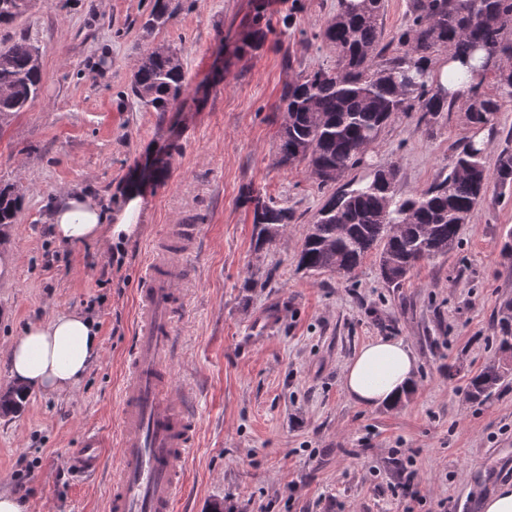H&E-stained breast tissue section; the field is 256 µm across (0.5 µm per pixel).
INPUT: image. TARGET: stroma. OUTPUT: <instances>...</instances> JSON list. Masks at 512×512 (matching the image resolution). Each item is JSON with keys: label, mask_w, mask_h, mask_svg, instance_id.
<instances>
[{"label": "stroma", "mask_w": 512, "mask_h": 512, "mask_svg": "<svg viewBox=\"0 0 512 512\" xmlns=\"http://www.w3.org/2000/svg\"><path fill=\"white\" fill-rule=\"evenodd\" d=\"M339 0H180L164 28L143 23L150 0H33L0 28L37 48L42 92L0 125V187L23 196L0 226V253H15L0 280V346L27 323L73 311L98 329V361L68 393L32 391L0 414V491L24 512H104L106 476L80 481L65 459L85 430L111 436L135 329V297L151 244L177 224L201 227L185 264L187 308L172 363L199 435L176 512H480L512 483V375L491 397L467 383L499 356L498 310L512 299V188L491 186L460 230V245L421 263L402 287L381 278L375 256L352 276L298 268L302 239L330 194L304 166L275 163L284 122L280 95L298 72L336 65L320 37ZM265 36L255 39L256 27ZM180 51L188 93L158 115L129 96L145 50ZM478 136L488 168L512 153V97L493 128L474 130L466 108L436 119L395 114L366 162L396 168L395 190L423 192L448 171L452 147ZM148 212L120 256L54 238L48 212L63 188L103 207L147 162ZM254 190L295 220L255 250ZM410 343L419 357L395 407L370 409L345 394L342 373L376 337Z\"/></svg>", "instance_id": "35a3bbf8"}]
</instances>
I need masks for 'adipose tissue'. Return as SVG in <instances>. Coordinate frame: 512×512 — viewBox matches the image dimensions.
<instances>
[{
	"label": "adipose tissue",
	"instance_id": "ef3b65f1",
	"mask_svg": "<svg viewBox=\"0 0 512 512\" xmlns=\"http://www.w3.org/2000/svg\"><path fill=\"white\" fill-rule=\"evenodd\" d=\"M147 208L145 188L133 179L121 188L117 204L107 210L89 194L62 190L50 208L49 221L60 243L105 247L136 238ZM0 352L9 362L10 389L61 393L71 391L99 358L100 340L86 315L67 313L29 323ZM417 367L418 358L408 343L375 338L348 362L342 387L360 405L392 406L411 388Z\"/></svg>",
	"mask_w": 512,
	"mask_h": 512
}]
</instances>
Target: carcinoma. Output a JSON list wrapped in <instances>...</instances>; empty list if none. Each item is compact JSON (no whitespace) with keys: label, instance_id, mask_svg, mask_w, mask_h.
<instances>
[{"label":"carcinoma","instance_id":"1","mask_svg":"<svg viewBox=\"0 0 512 512\" xmlns=\"http://www.w3.org/2000/svg\"><path fill=\"white\" fill-rule=\"evenodd\" d=\"M30 0H0V25L24 15ZM177 7L172 0H151L144 26L166 27ZM384 0H341L323 39L337 53L333 69L302 71L283 87L280 102L287 121L280 131L277 163H306L319 185L327 187L363 162L392 115L416 108L434 119L452 108L449 90L431 77L424 63L448 52L459 59L482 55V76L494 74L501 92L512 96V0H414L413 23L397 36L400 54L378 60ZM43 72L37 50L23 37L0 43V120L23 111L41 91ZM471 86L467 107L476 129L494 124L500 99ZM185 88L180 54L150 49L139 62L129 94L164 116ZM396 169L390 165L333 192L308 226L299 264L311 275L348 276L375 254L384 282L400 287L422 261L445 256L458 247L462 225L486 195L491 183L512 186V154L495 170L471 138L455 149L448 174L426 191L408 198L395 194ZM20 195L0 189V224L13 223ZM243 203L253 210L254 244L260 249L281 237L294 218L271 197L247 191ZM501 348L512 349V301L498 313ZM508 368L499 362L472 377L466 394L472 401L489 398Z\"/></svg>","mask_w":512,"mask_h":512}]
</instances>
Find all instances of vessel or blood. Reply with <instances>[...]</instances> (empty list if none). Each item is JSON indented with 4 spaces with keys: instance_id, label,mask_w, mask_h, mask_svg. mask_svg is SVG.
<instances>
[{
    "instance_id": "1",
    "label": "vessel or blood",
    "mask_w": 512,
    "mask_h": 512,
    "mask_svg": "<svg viewBox=\"0 0 512 512\" xmlns=\"http://www.w3.org/2000/svg\"><path fill=\"white\" fill-rule=\"evenodd\" d=\"M181 251L153 250L137 292V333L121 388L118 454L106 462V442L87 433L65 463L80 479L111 468L106 512H174L184 483L182 464L196 437V420L172 373L178 351L176 322L184 311L177 277Z\"/></svg>"
}]
</instances>
